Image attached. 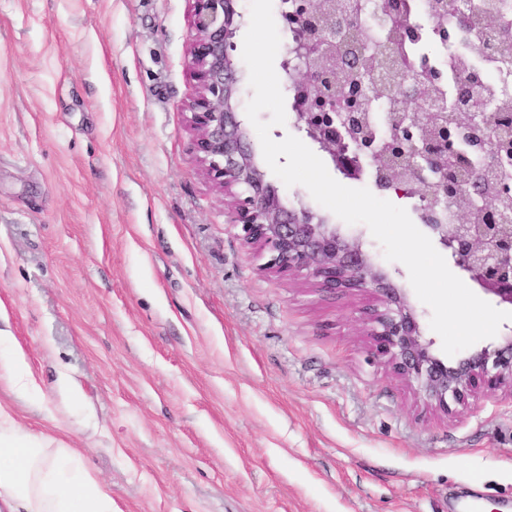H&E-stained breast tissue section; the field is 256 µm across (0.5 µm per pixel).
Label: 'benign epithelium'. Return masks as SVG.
<instances>
[{"instance_id":"7a95c632","label":"benign epithelium","mask_w":512,"mask_h":512,"mask_svg":"<svg viewBox=\"0 0 512 512\" xmlns=\"http://www.w3.org/2000/svg\"><path fill=\"white\" fill-rule=\"evenodd\" d=\"M323 0H298L281 15L298 33L316 26ZM243 15L237 0H192L189 67L195 95L185 105L193 131L191 152L206 177L224 193V217L240 226L244 244L266 256L263 270L278 276L306 275L321 288L361 291L383 310H373L371 336L375 355L387 359L393 373L417 383V394L445 416L451 404L466 406L480 392L506 389L512 394V329L490 347L446 363L424 341L416 310L390 274L374 263L357 238L344 236L306 210L288 208L249 148L238 118V80L229 38ZM317 57L288 69L283 86L293 93L295 125L325 152L347 178H369L381 191L412 182L410 197L429 233L448 250L453 263L492 297L512 306V214L499 207L506 162L482 165L484 189L465 207L459 198L469 182L458 175L465 142L484 154L499 148L512 155V129H503L502 113L483 106L460 121L448 111L446 92H422L396 80L399 59L391 54L357 73L361 97L385 92L387 111L325 112L332 96L318 101L320 112L303 93L330 75L344 56L336 54V37L320 36Z\"/></svg>"}]
</instances>
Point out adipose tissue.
Instances as JSON below:
<instances>
[{
	"label": "adipose tissue",
	"instance_id": "obj_1",
	"mask_svg": "<svg viewBox=\"0 0 512 512\" xmlns=\"http://www.w3.org/2000/svg\"><path fill=\"white\" fill-rule=\"evenodd\" d=\"M0 503L8 512H112V493L80 453L22 430L0 408Z\"/></svg>",
	"mask_w": 512,
	"mask_h": 512
}]
</instances>
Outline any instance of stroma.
<instances>
[{"label": "stroma", "instance_id": "obj_1", "mask_svg": "<svg viewBox=\"0 0 512 512\" xmlns=\"http://www.w3.org/2000/svg\"><path fill=\"white\" fill-rule=\"evenodd\" d=\"M190 0H0V406L112 512H512V393L443 416L373 358L366 293L263 272L190 151ZM360 238L441 350L407 268ZM71 390H61L60 375ZM1 333L0 330V350L5 344H8L11 351L10 362L6 368L7 379L11 387L19 394H27L35 390V379L24 352L14 344L12 336H1Z\"/></svg>", "mask_w": 512, "mask_h": 512}]
</instances>
